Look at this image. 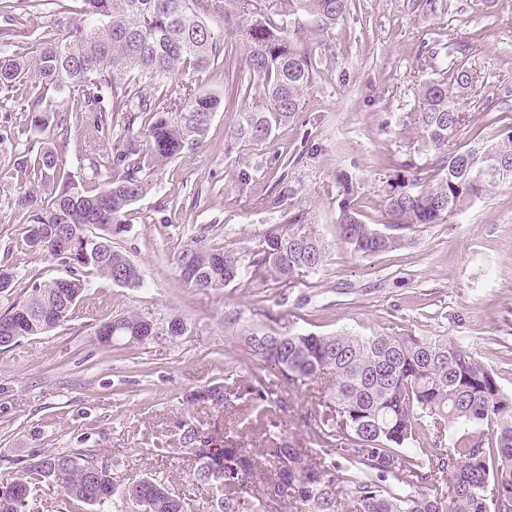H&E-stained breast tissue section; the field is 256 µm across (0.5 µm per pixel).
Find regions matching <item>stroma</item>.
I'll return each mask as SVG.
<instances>
[{
  "label": "stroma",
  "mask_w": 512,
  "mask_h": 512,
  "mask_svg": "<svg viewBox=\"0 0 512 512\" xmlns=\"http://www.w3.org/2000/svg\"><path fill=\"white\" fill-rule=\"evenodd\" d=\"M13 14L20 55L27 35L54 25L47 0H18ZM302 22L322 58L302 110L259 144L234 138L235 114L217 112L204 142L158 171L134 205L129 229L114 245L140 266L143 288L91 276L88 299L70 322L0 349V476L46 452L89 449L116 480L157 470L202 508L206 490L193 485L185 458L170 451L174 423L183 416L217 422L209 405L186 403V393L222 381L225 369H257V360L226 338L224 317L235 312L242 325L268 331L447 337L512 395V187L371 258L355 255L336 229L338 173L351 175L362 220L387 224L396 167L431 165L415 112L423 85L449 75L448 42L469 48L473 82L459 99L464 137L490 135L493 115L512 114V0H438L433 11L426 0H349L346 17L328 32L315 31L310 17ZM285 186L292 198L272 207ZM13 194L0 188V261L23 279L64 276L57 261L22 249L26 215ZM298 213L329 245L319 273L289 286L253 276L208 291L180 280L174 258L195 227L210 226L215 246L244 253ZM131 310L183 315L189 331L173 344H102L99 326ZM313 394L305 385L283 392L286 434L306 448L315 445L302 419Z\"/></svg>",
  "instance_id": "1"
}]
</instances>
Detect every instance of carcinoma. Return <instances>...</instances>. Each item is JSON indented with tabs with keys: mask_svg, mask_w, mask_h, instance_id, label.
<instances>
[{
	"mask_svg": "<svg viewBox=\"0 0 512 512\" xmlns=\"http://www.w3.org/2000/svg\"><path fill=\"white\" fill-rule=\"evenodd\" d=\"M57 29L34 38L33 56L0 46V107L25 114L29 128L49 132L16 155L11 176L19 193L14 206L28 213L22 243L47 254L67 275L30 278L9 311L0 336H38L71 320L89 288V276L106 277L135 291L140 267L112 246L128 229L127 215L144 197L157 172L207 137L222 105L218 95L197 88L224 60V42L243 46L241 60H228V107L264 85L265 107L238 110L237 138L261 143L299 112L313 87L318 64L307 28L292 24L314 17L326 32L348 11V0H81L73 8L51 0ZM33 75L30 90L21 92ZM188 74L184 101L165 92L148 95ZM472 83L468 67H452L448 81L429 82L420 93L417 124L426 151L437 158L435 185L420 188L423 168L406 163L390 183L387 206L393 222L367 224L354 203L347 174L337 176L343 199L337 224L354 253L368 257L409 243L418 227L512 186V115L494 116L493 134L449 148L459 134L458 92ZM68 89L71 111L90 114L88 141L112 138L115 119L140 123L105 158L90 159L87 178L66 170L58 140L68 135L64 118L51 122L53 94ZM62 224L72 237L61 243L42 230ZM328 244L303 216L267 230L246 254L210 244L209 228L192 232L175 263L183 282L199 290L227 288L247 273L291 285L321 270ZM110 345H146L161 326L175 343L188 331L185 318L160 321L134 311L113 318ZM261 362L246 380L224 372V381L186 394L230 419L205 427L176 422L172 451L191 461V480L207 490L205 512H512V395L458 343L384 330L317 335L241 327L233 336ZM318 383L306 420L317 447L288 441L281 413L282 389ZM266 415L260 448L244 440L254 410ZM91 450L46 453L17 475L0 478V512H33L32 489H56L65 512H192L188 498L170 492L155 472L117 482L110 466H90Z\"/></svg>",
	"mask_w": 512,
	"mask_h": 512,
	"instance_id": "1",
	"label": "carcinoma"
}]
</instances>
